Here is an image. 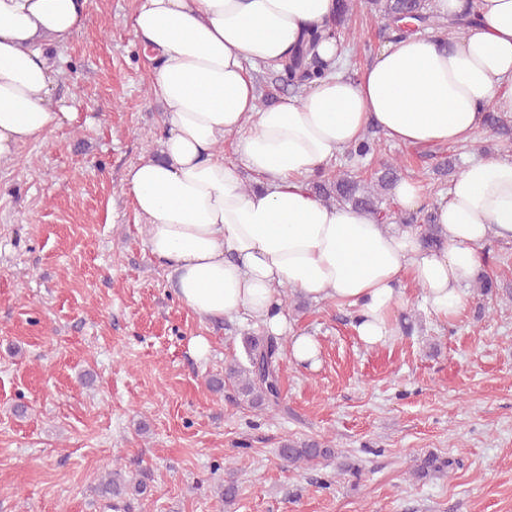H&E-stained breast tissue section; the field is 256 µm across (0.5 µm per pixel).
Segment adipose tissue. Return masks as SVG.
<instances>
[{
    "mask_svg": "<svg viewBox=\"0 0 512 512\" xmlns=\"http://www.w3.org/2000/svg\"><path fill=\"white\" fill-rule=\"evenodd\" d=\"M480 5L479 25L388 43L361 74L339 69L262 108L256 69L306 27L331 22L336 0H138L132 29L153 63L163 156L130 165L123 183L180 305L204 321L254 319L288 336L291 359L312 369L319 344L292 333L282 288L352 308L368 347L392 337L404 276L420 286L426 312L458 316L484 244L512 239V156L470 162L433 202L417 182L395 186L400 209L432 205L433 249L419 228L326 204L307 181L368 128L399 144H456L482 126L491 102L512 112V0ZM84 19V0H0V164L60 124L48 48ZM229 137L234 163L222 150Z\"/></svg>",
    "mask_w": 512,
    "mask_h": 512,
    "instance_id": "obj_1",
    "label": "adipose tissue"
}]
</instances>
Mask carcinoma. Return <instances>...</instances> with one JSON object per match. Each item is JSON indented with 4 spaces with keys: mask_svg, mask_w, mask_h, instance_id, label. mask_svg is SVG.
Wrapping results in <instances>:
<instances>
[{
    "mask_svg": "<svg viewBox=\"0 0 512 512\" xmlns=\"http://www.w3.org/2000/svg\"><path fill=\"white\" fill-rule=\"evenodd\" d=\"M464 11L443 18L431 11L429 0H370L374 16L382 24L385 38L392 42L415 34L421 29L448 30L474 26L479 21L478 0H466ZM354 0H338L335 19L324 27H310L303 34L299 45L288 57L268 66L267 97L285 89L298 91L322 77L328 64L316 54L319 42L327 37L345 35L346 18L354 10ZM483 130L494 138L512 143V114L486 111ZM376 149L375 139L368 136L348 151L349 162L339 166L331 174H318L311 190L329 205L350 206L367 212L383 223L391 218L408 227H424V245L434 247L440 239L436 231L433 213L424 207L416 212H398L394 216L382 213L380 201L400 179V166L395 161L381 164L374 180L365 182L358 175L357 161L366 158ZM286 338L276 336H252L244 338L246 359H234L224 366V377H215L211 384L217 390L227 388L234 393L238 403L252 409L266 410L279 406L281 397L280 357ZM280 456L294 465H310L335 456L332 446L313 440H287L279 450ZM452 465L451 461L428 456L416 464L415 474L426 477ZM147 490L143 479L133 480L122 470L115 469L101 478L94 487L97 496L105 499L141 495Z\"/></svg>",
    "mask_w": 512,
    "mask_h": 512,
    "instance_id": "carcinoma-1",
    "label": "carcinoma"
}]
</instances>
